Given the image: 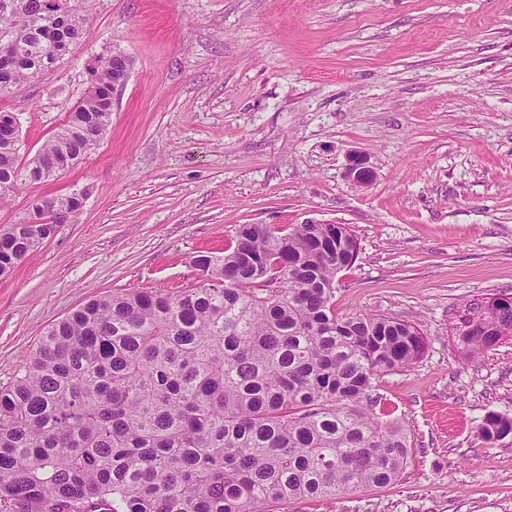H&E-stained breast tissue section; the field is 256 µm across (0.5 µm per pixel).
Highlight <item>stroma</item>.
Instances as JSON below:
<instances>
[{
  "instance_id": "1",
  "label": "stroma",
  "mask_w": 512,
  "mask_h": 512,
  "mask_svg": "<svg viewBox=\"0 0 512 512\" xmlns=\"http://www.w3.org/2000/svg\"><path fill=\"white\" fill-rule=\"evenodd\" d=\"M56 67L0 102L36 152L121 53L129 81L97 149L0 205L81 193L77 215L0 276V386L50 324L97 295L197 284L242 224L346 225L358 257L338 315L385 316L426 340L375 382L411 444L400 478L289 512H512V335L465 353L466 304L512 297V0H85ZM373 178L345 171L351 153ZM482 437L488 442H496L512 434V419L503 416H491L480 428Z\"/></svg>"
}]
</instances>
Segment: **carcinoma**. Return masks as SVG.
Returning <instances> with one entry per match:
<instances>
[{
  "label": "carcinoma",
  "mask_w": 512,
  "mask_h": 512,
  "mask_svg": "<svg viewBox=\"0 0 512 512\" xmlns=\"http://www.w3.org/2000/svg\"><path fill=\"white\" fill-rule=\"evenodd\" d=\"M79 0H0V101L78 40ZM127 59L89 66L95 94L29 159L0 110V203L97 147ZM78 195L34 202L0 232V276L76 214ZM343 224H242L206 284L96 296L43 333L0 386V512H277L397 480L407 434L373 412V380L411 367V324L340 317L336 275L357 257ZM512 330V298L472 301L456 333L478 354ZM496 442L512 419L480 428Z\"/></svg>",
  "instance_id": "cac0c4a2"
}]
</instances>
